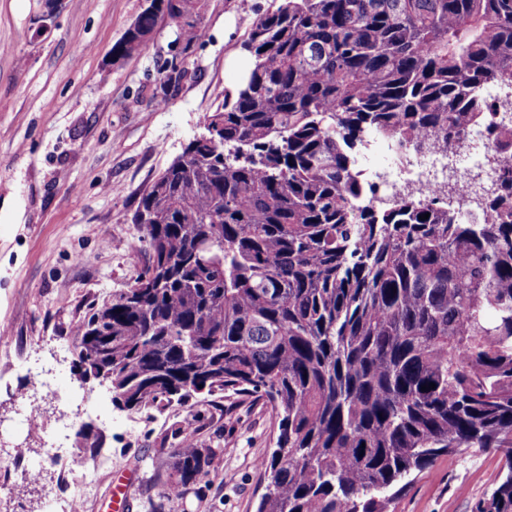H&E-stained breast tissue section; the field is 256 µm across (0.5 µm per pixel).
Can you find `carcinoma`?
Listing matches in <instances>:
<instances>
[{
	"mask_svg": "<svg viewBox=\"0 0 512 512\" xmlns=\"http://www.w3.org/2000/svg\"><path fill=\"white\" fill-rule=\"evenodd\" d=\"M161 18L185 54L202 36V0H152L112 63ZM242 50L253 67L207 116L214 139L142 193L150 260L75 325V366L96 356L135 412L265 400L279 423L258 512H389L470 448L507 469L473 512H512V123L493 120L512 0H272ZM474 129L505 162L468 217L447 194L373 204L366 133L410 158ZM171 437L161 496L196 494L221 449Z\"/></svg>",
	"mask_w": 512,
	"mask_h": 512,
	"instance_id": "1",
	"label": "carcinoma"
}]
</instances>
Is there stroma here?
Returning a JSON list of instances; mask_svg holds the SVG:
<instances>
[{
    "mask_svg": "<svg viewBox=\"0 0 512 512\" xmlns=\"http://www.w3.org/2000/svg\"><path fill=\"white\" fill-rule=\"evenodd\" d=\"M205 32L185 61L187 77L166 81L175 26L159 19L147 45L120 63L112 47L148 0H61L38 34L46 0H0V477L35 468L0 512H113L120 477L135 487L130 512L160 500L163 434L192 423L196 442L221 449L201 496L171 498L162 512H256L264 491L257 465L278 420L263 401L192 400L163 412L116 408L96 382H82L70 346L74 325L113 292L129 288L148 261L131 216L140 193L204 130L209 112L239 80L240 43L271 0H205ZM51 368L55 389L38 395L42 434L18 425L16 396L32 362ZM94 396L77 432L57 422L63 394ZM85 448L87 461L43 462L45 440ZM94 490L73 498L85 468ZM235 476L225 482V473ZM499 456L475 448L440 456L418 473L391 512H472L498 485Z\"/></svg>",
    "mask_w": 512,
    "mask_h": 512,
    "instance_id": "stroma-1",
    "label": "stroma"
}]
</instances>
